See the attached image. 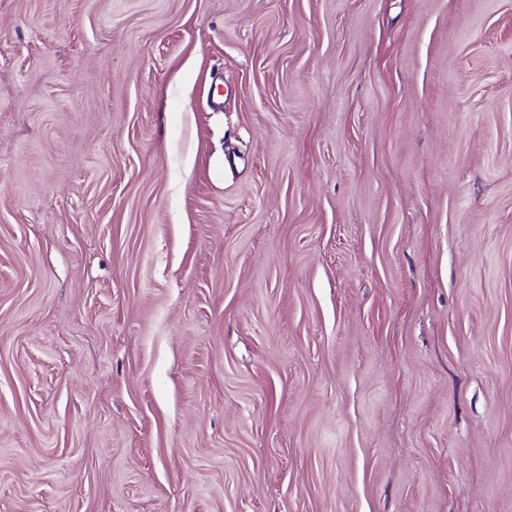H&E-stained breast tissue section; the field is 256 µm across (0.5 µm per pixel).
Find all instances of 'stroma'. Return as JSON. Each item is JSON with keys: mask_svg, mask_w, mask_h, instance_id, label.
<instances>
[{"mask_svg": "<svg viewBox=\"0 0 512 512\" xmlns=\"http://www.w3.org/2000/svg\"><path fill=\"white\" fill-rule=\"evenodd\" d=\"M0 512H512V0H0Z\"/></svg>", "mask_w": 512, "mask_h": 512, "instance_id": "35a3bbf8", "label": "stroma"}]
</instances>
